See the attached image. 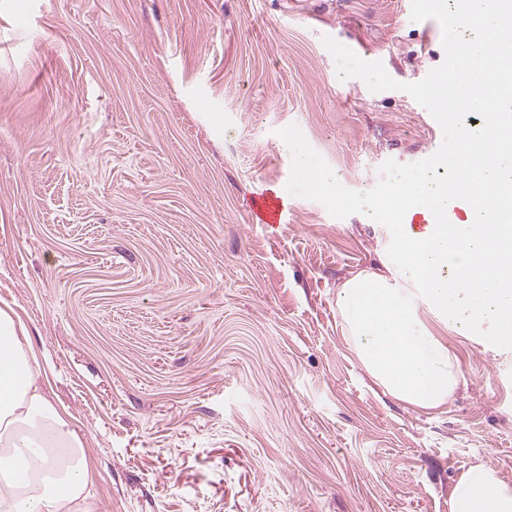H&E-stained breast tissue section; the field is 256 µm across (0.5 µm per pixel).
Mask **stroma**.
<instances>
[{
  "mask_svg": "<svg viewBox=\"0 0 512 512\" xmlns=\"http://www.w3.org/2000/svg\"><path fill=\"white\" fill-rule=\"evenodd\" d=\"M326 35L404 83L444 60L410 0H0V303L95 512H449L477 464L512 484V346L449 335L462 379L430 413L348 350L336 290L391 235L288 195L280 132L367 191L435 124L340 80ZM272 191L285 222L253 223Z\"/></svg>",
  "mask_w": 512,
  "mask_h": 512,
  "instance_id": "1",
  "label": "stroma"
}]
</instances>
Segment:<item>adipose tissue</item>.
<instances>
[{
    "label": "adipose tissue",
    "mask_w": 512,
    "mask_h": 512,
    "mask_svg": "<svg viewBox=\"0 0 512 512\" xmlns=\"http://www.w3.org/2000/svg\"><path fill=\"white\" fill-rule=\"evenodd\" d=\"M482 155L467 186L397 184L381 209L431 220V231L406 228L396 267L366 269L336 294L344 337L366 375L417 409H443L458 388L457 332L485 348L512 329V289L500 287L497 259L512 248L494 222L512 208V148L496 132L459 133L449 166ZM476 204L464 221L437 223L461 189ZM41 363L15 311L0 307V512H92L95 482L82 438L48 398ZM449 512H512V485L478 465L455 483Z\"/></svg>",
    "instance_id": "1"
}]
</instances>
